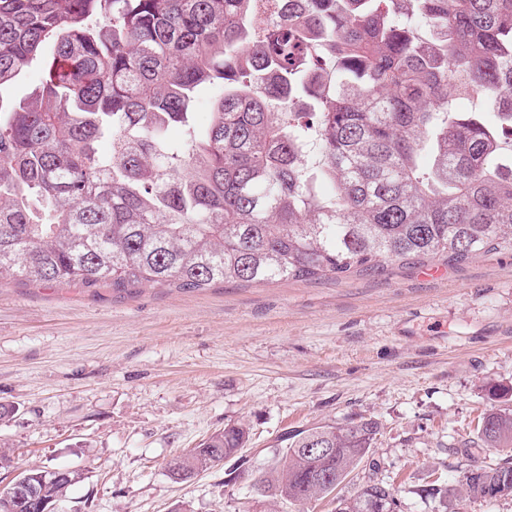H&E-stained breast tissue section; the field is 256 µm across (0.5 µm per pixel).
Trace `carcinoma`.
I'll use <instances>...</instances> for the list:
<instances>
[{
  "instance_id": "1",
  "label": "carcinoma",
  "mask_w": 512,
  "mask_h": 512,
  "mask_svg": "<svg viewBox=\"0 0 512 512\" xmlns=\"http://www.w3.org/2000/svg\"><path fill=\"white\" fill-rule=\"evenodd\" d=\"M257 21V0H0V88L42 68L27 100L0 96V279L199 290L512 248V0H288L260 36ZM458 95L494 119L455 110ZM482 421L473 445L512 447L511 408ZM378 434L371 418L311 428L239 474L275 507L320 500ZM315 439L333 453L303 454ZM247 441L229 426L169 469ZM45 472L25 469L55 502L80 479ZM501 472L512 456L428 493L455 512ZM339 506L398 503L369 481Z\"/></svg>"
}]
</instances>
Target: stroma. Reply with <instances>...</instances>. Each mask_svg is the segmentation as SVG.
Wrapping results in <instances>:
<instances>
[{"mask_svg": "<svg viewBox=\"0 0 512 512\" xmlns=\"http://www.w3.org/2000/svg\"><path fill=\"white\" fill-rule=\"evenodd\" d=\"M512 385V251L382 275L220 283L137 293L0 281V490L12 469L81 480L61 512H266L230 470L268 467L285 434L374 419L376 444L338 487L392 488L399 512H435L502 448L458 450ZM238 457L184 483L176 455L230 425Z\"/></svg>", "mask_w": 512, "mask_h": 512, "instance_id": "1", "label": "stroma"}]
</instances>
